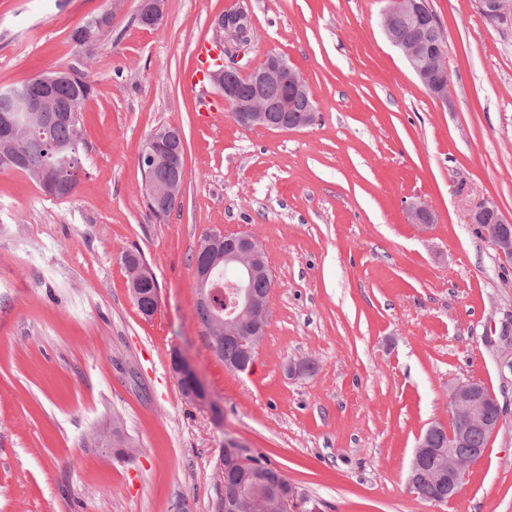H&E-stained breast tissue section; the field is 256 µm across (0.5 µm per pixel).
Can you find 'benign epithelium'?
<instances>
[{"mask_svg": "<svg viewBox=\"0 0 512 512\" xmlns=\"http://www.w3.org/2000/svg\"><path fill=\"white\" fill-rule=\"evenodd\" d=\"M163 6L164 0H140L137 19L143 25L152 26L163 17ZM477 8L480 12H488L500 20L512 18V0H477ZM403 24L415 26L419 35L412 39L400 37L398 29ZM381 25L389 41L405 58L419 81L430 89L431 94L439 102L448 104L451 81L436 80L435 73L421 65V61L430 55L445 58V48L438 44L433 45L427 40V32L438 27V20L430 8L429 0H386L381 10ZM242 27V16L225 15L223 41L231 42L238 38ZM229 75L242 79L249 86L248 96L242 98L237 95L235 87L227 81ZM59 79V75L53 78L38 77L42 90L37 95H0V101L4 103V107L0 109V129L9 131L17 112L38 114L37 121L40 127L48 123L75 121L76 108L59 106L52 95V85ZM209 82L224 104L234 105L232 116L243 127H257L270 132H290L307 128L315 120L314 111L309 113L307 120L300 123L288 120L286 114L275 119L269 113L266 91L272 86L286 83L292 96L313 100L312 92L303 75L279 55L271 54L260 65L246 71L219 60L209 73ZM180 142L182 135L178 128H162L151 134L141 154L142 168L148 171L164 168L169 171V177L165 181L148 177L143 179L145 198L159 210L175 205L181 195L178 187L183 182L184 165L178 152ZM43 151V163L38 166L36 172L44 190L56 194L65 185L67 173L79 168V162L76 155L53 143L44 147ZM408 214L412 223L423 228L433 222L431 207L422 202L410 204ZM485 217L491 218L492 222L498 225V229L489 236V240L499 256L511 261L512 222L504 218L498 204L491 198L482 199L478 207L472 211L470 220L474 224H480ZM203 251L204 260L195 267L197 301L202 305H214V290L211 289L213 271L222 263L235 262L250 276L270 273L259 240L244 231L215 233L208 237ZM230 287L235 293L234 308L240 310V313L226 334L239 340L242 356L249 359L264 334L268 305L242 282L232 283ZM134 297L142 302L145 316L150 317L156 313L159 303L158 289L154 288L146 294L136 291ZM170 366L173 376L179 382L196 377L191 364L177 351L171 356ZM448 401L451 420L455 421L457 426L435 422L418 437L408 476V486H415L424 476L421 457L427 450L429 437L435 432L448 434V447L435 450L436 458L446 462L448 488L438 491L433 498L435 502L453 499L465 479L469 466L486 453L484 448L472 449L467 457L458 453L459 448L467 445L469 434L479 431L489 440L503 424V409L496 396L477 381L460 380L453 383L449 388Z\"/></svg>", "mask_w": 512, "mask_h": 512, "instance_id": "benign-epithelium-1", "label": "benign epithelium"}]
</instances>
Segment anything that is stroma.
I'll return each instance as SVG.
<instances>
[{
  "mask_svg": "<svg viewBox=\"0 0 512 512\" xmlns=\"http://www.w3.org/2000/svg\"><path fill=\"white\" fill-rule=\"evenodd\" d=\"M0 0V86L56 68L89 74L82 167L47 197L0 169V512H216L225 439L292 484L288 512H512V262L468 216L482 199L512 220V20L475 0H430L446 33L451 105L421 84L381 28L382 0ZM244 9L242 69L283 56L318 108L297 132L203 114L182 76L212 21ZM115 10L92 49L72 29ZM182 131L185 182L162 219L140 156L158 128ZM427 203L428 228L407 207ZM254 235L274 286L250 370L230 372L196 315L204 237ZM140 252L159 307L134 303L121 255ZM208 394L186 400L173 351ZM314 361L291 379L288 362ZM476 380L505 410L456 497L420 499L408 467L421 432L448 422V387ZM120 423L132 460L103 451Z\"/></svg>",
  "mask_w": 512,
  "mask_h": 512,
  "instance_id": "1",
  "label": "stroma"
}]
</instances>
